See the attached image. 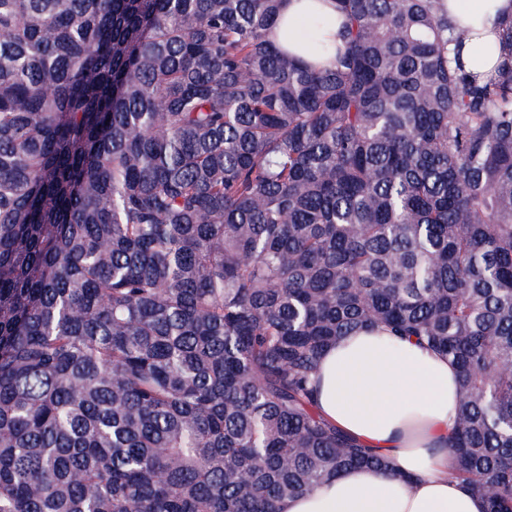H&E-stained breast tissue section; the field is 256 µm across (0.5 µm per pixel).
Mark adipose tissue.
Masks as SVG:
<instances>
[{"mask_svg":"<svg viewBox=\"0 0 512 512\" xmlns=\"http://www.w3.org/2000/svg\"><path fill=\"white\" fill-rule=\"evenodd\" d=\"M448 23L462 33L465 69L490 77L498 58L496 22L512 0H447ZM292 51L335 47L339 23L332 0H285ZM316 400L321 414L387 457L392 469L354 468L313 492L285 499L281 512H486L484 500L448 476V435L455 422L458 372L418 344L363 329L322 355Z\"/></svg>","mask_w":512,"mask_h":512,"instance_id":"ef3b65f1","label":"adipose tissue"}]
</instances>
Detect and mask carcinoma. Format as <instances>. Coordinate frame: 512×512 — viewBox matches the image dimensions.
I'll return each mask as SVG.
<instances>
[{
	"mask_svg": "<svg viewBox=\"0 0 512 512\" xmlns=\"http://www.w3.org/2000/svg\"><path fill=\"white\" fill-rule=\"evenodd\" d=\"M0 0V512H280L376 449L319 411L363 328L460 372L450 475L512 512V18L445 0ZM279 21L288 20V49L297 53L304 61L327 62L328 56H312L299 49L308 44H318L321 48L336 47L339 22L332 0H284ZM448 24L463 34L459 48L464 68L477 80L493 73L498 58V18L512 15V0H447Z\"/></svg>",
	"mask_w": 512,
	"mask_h": 512,
	"instance_id": "carcinoma-1",
	"label": "carcinoma"
}]
</instances>
